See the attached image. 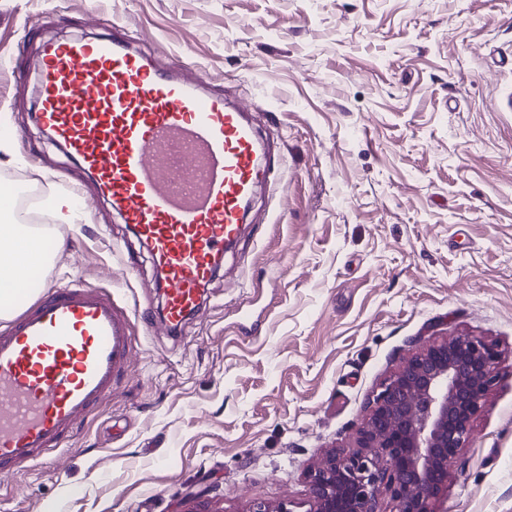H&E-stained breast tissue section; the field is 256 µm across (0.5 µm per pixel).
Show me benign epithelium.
Returning a JSON list of instances; mask_svg holds the SVG:
<instances>
[{"label":"benign epithelium","instance_id":"benign-epithelium-1","mask_svg":"<svg viewBox=\"0 0 512 512\" xmlns=\"http://www.w3.org/2000/svg\"><path fill=\"white\" fill-rule=\"evenodd\" d=\"M496 344L470 334L428 340L378 386L357 449L330 452L308 473L307 512H433L488 392L500 380Z\"/></svg>","mask_w":512,"mask_h":512}]
</instances>
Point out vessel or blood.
I'll list each match as a JSON object with an SVG mask.
<instances>
[{
    "instance_id": "obj_1",
    "label": "vessel or blood",
    "mask_w": 512,
    "mask_h": 512,
    "mask_svg": "<svg viewBox=\"0 0 512 512\" xmlns=\"http://www.w3.org/2000/svg\"><path fill=\"white\" fill-rule=\"evenodd\" d=\"M37 120L147 246L177 328L239 238L256 187L277 178L278 156L223 95L115 39L41 43ZM133 347L128 310L82 286L45 293L1 329L0 473L61 450Z\"/></svg>"
}]
</instances>
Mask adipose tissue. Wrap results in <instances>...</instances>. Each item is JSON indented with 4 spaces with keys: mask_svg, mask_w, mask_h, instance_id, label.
<instances>
[{
    "mask_svg": "<svg viewBox=\"0 0 512 512\" xmlns=\"http://www.w3.org/2000/svg\"><path fill=\"white\" fill-rule=\"evenodd\" d=\"M48 252L43 237L31 227L20 224L0 225V312L15 304L20 286L34 267L43 265Z\"/></svg>",
    "mask_w": 512,
    "mask_h": 512,
    "instance_id": "ef3b65f1",
    "label": "adipose tissue"
}]
</instances>
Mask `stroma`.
<instances>
[{"label": "stroma", "instance_id": "35a3bbf8", "mask_svg": "<svg viewBox=\"0 0 512 512\" xmlns=\"http://www.w3.org/2000/svg\"><path fill=\"white\" fill-rule=\"evenodd\" d=\"M118 36L248 112L280 158L179 332L147 247L36 124L44 40ZM0 174L42 211L22 286L150 315L128 374L65 450L0 474V512L308 508L416 342L495 343L499 383L434 512H512V0H0Z\"/></svg>", "mask_w": 512, "mask_h": 512}]
</instances>
